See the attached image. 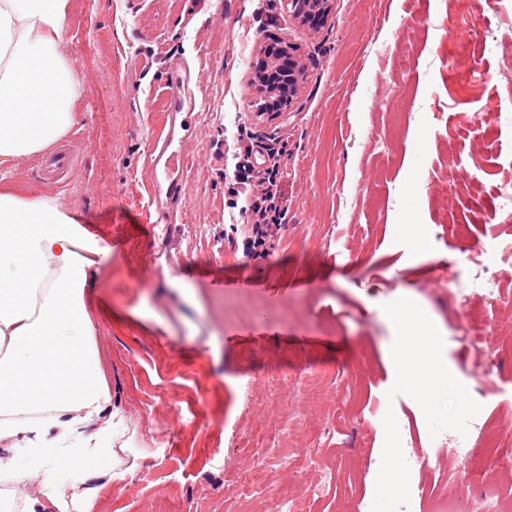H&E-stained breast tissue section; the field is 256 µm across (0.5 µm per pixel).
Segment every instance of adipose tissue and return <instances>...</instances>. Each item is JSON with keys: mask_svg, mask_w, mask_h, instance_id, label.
<instances>
[{"mask_svg": "<svg viewBox=\"0 0 512 512\" xmlns=\"http://www.w3.org/2000/svg\"><path fill=\"white\" fill-rule=\"evenodd\" d=\"M71 0H0V165H17L64 139L82 84L60 47ZM109 249L55 200L0 180V475L24 512L68 504L88 512L82 462L112 473V394L95 352L86 288ZM394 352L417 390L433 380L429 336L404 323Z\"/></svg>", "mask_w": 512, "mask_h": 512, "instance_id": "1", "label": "adipose tissue"}]
</instances>
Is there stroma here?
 I'll list each match as a JSON object with an SVG mask.
<instances>
[{
	"label": "stroma",
	"instance_id": "obj_1",
	"mask_svg": "<svg viewBox=\"0 0 512 512\" xmlns=\"http://www.w3.org/2000/svg\"><path fill=\"white\" fill-rule=\"evenodd\" d=\"M312 28L286 0H73L62 52L81 79L66 139L6 170L111 247L87 295L109 377L123 479L87 468L92 512H428L386 492L388 469L457 496L484 463L443 436L470 404L512 426V320L466 347L448 287L471 241L512 240V0H330ZM299 61L298 93L259 113L252 64L274 41ZM200 71L171 221L150 207L144 163L167 137L173 66ZM275 167L288 211L243 253L238 155ZM429 242L425 251L409 238ZM432 330L440 382L398 374L401 303ZM496 356L498 394L476 370ZM412 454L377 467L393 426ZM279 463L255 494L240 486Z\"/></svg>",
	"mask_w": 512,
	"mask_h": 512
}]
</instances>
